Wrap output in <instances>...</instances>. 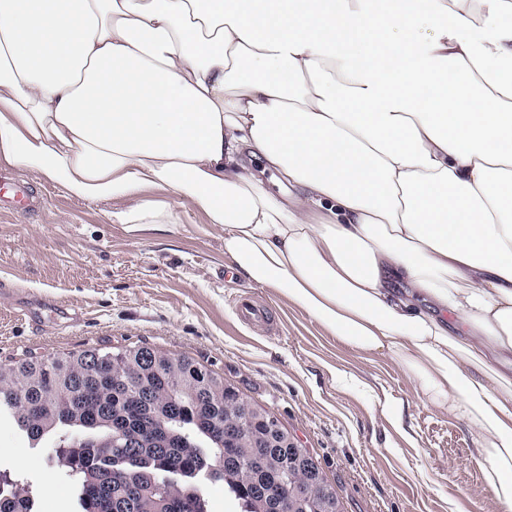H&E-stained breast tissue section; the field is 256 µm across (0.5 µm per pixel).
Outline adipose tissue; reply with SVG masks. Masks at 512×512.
Masks as SVG:
<instances>
[{
	"label": "adipose tissue",
	"mask_w": 512,
	"mask_h": 512,
	"mask_svg": "<svg viewBox=\"0 0 512 512\" xmlns=\"http://www.w3.org/2000/svg\"><path fill=\"white\" fill-rule=\"evenodd\" d=\"M1 163L132 233L179 221L151 189L203 213L512 512V0H0Z\"/></svg>",
	"instance_id": "adipose-tissue-1"
}]
</instances>
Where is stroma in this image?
Wrapping results in <instances>:
<instances>
[{"label": "stroma", "instance_id": "1", "mask_svg": "<svg viewBox=\"0 0 512 512\" xmlns=\"http://www.w3.org/2000/svg\"><path fill=\"white\" fill-rule=\"evenodd\" d=\"M26 211L0 199V363L145 344L186 355L276 417L318 462L342 512H501L465 422L437 409L389 357L348 347L287 299L234 273L224 235L178 197L181 221L133 234L111 223L129 202L89 203L39 174L0 166ZM273 306L255 329L230 302ZM403 409L396 428L389 411ZM53 449L0 420V471L30 482L52 512H77Z\"/></svg>", "mask_w": 512, "mask_h": 512}]
</instances>
